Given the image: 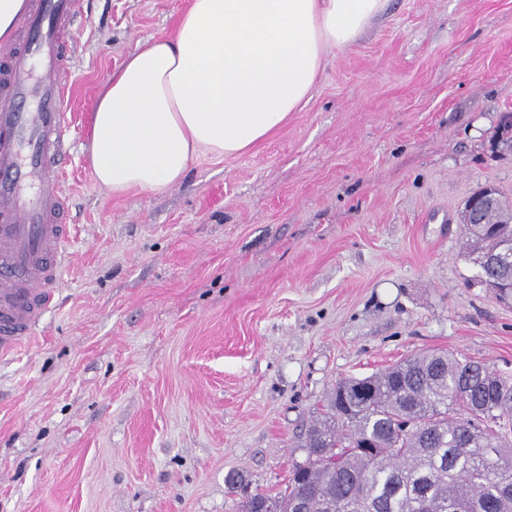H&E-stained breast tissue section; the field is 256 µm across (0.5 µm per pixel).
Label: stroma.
Masks as SVG:
<instances>
[{"label":"stroma","mask_w":512,"mask_h":512,"mask_svg":"<svg viewBox=\"0 0 512 512\" xmlns=\"http://www.w3.org/2000/svg\"><path fill=\"white\" fill-rule=\"evenodd\" d=\"M189 0H82L69 34L74 253L0 357V512H241L308 457L334 385L444 350L512 374V304L459 222L512 202V0H387L304 111L168 191L112 196L84 146L109 74Z\"/></svg>","instance_id":"35a3bbf8"}]
</instances>
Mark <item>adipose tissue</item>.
Listing matches in <instances>:
<instances>
[{
  "label": "adipose tissue",
  "instance_id": "obj_1",
  "mask_svg": "<svg viewBox=\"0 0 512 512\" xmlns=\"http://www.w3.org/2000/svg\"><path fill=\"white\" fill-rule=\"evenodd\" d=\"M385 0H190L172 35L138 42L90 116L94 180L162 193L203 157L246 154L302 111L328 53Z\"/></svg>",
  "mask_w": 512,
  "mask_h": 512
}]
</instances>
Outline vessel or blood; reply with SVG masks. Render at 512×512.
<instances>
[{
  "mask_svg": "<svg viewBox=\"0 0 512 512\" xmlns=\"http://www.w3.org/2000/svg\"><path fill=\"white\" fill-rule=\"evenodd\" d=\"M81 0H31L23 45L0 50V354L32 339L54 305L72 226L59 180L73 126L69 48Z\"/></svg>",
  "mask_w": 512,
  "mask_h": 512,
  "instance_id": "b4317fda",
  "label": "vessel or blood"
}]
</instances>
